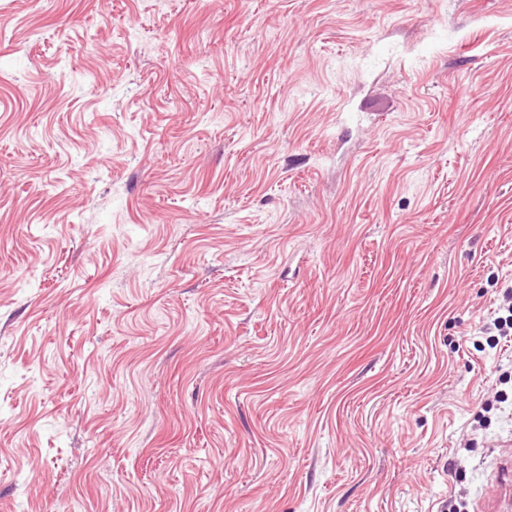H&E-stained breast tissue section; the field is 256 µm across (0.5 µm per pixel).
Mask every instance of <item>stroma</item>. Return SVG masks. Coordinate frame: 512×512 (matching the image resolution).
<instances>
[{
  "instance_id": "obj_1",
  "label": "stroma",
  "mask_w": 512,
  "mask_h": 512,
  "mask_svg": "<svg viewBox=\"0 0 512 512\" xmlns=\"http://www.w3.org/2000/svg\"><path fill=\"white\" fill-rule=\"evenodd\" d=\"M511 287L512 0H0V512H475Z\"/></svg>"
}]
</instances>
